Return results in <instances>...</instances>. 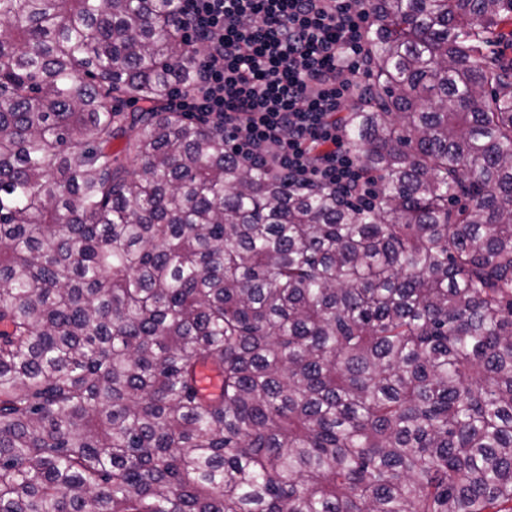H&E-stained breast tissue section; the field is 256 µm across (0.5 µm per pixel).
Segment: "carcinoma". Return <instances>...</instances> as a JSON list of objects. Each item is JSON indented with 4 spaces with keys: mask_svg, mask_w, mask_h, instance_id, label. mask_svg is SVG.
Returning a JSON list of instances; mask_svg holds the SVG:
<instances>
[{
    "mask_svg": "<svg viewBox=\"0 0 512 512\" xmlns=\"http://www.w3.org/2000/svg\"><path fill=\"white\" fill-rule=\"evenodd\" d=\"M362 7L367 202L170 110L175 0H0V512H512V0Z\"/></svg>",
    "mask_w": 512,
    "mask_h": 512,
    "instance_id": "obj_1",
    "label": "carcinoma"
}]
</instances>
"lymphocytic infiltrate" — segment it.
Instances as JSON below:
<instances>
[{
    "label": "lymphocytic infiltrate",
    "instance_id": "1",
    "mask_svg": "<svg viewBox=\"0 0 512 512\" xmlns=\"http://www.w3.org/2000/svg\"><path fill=\"white\" fill-rule=\"evenodd\" d=\"M178 2L174 24L199 51L200 79L171 108L223 126L237 164L370 199L336 121L365 79L357 0Z\"/></svg>",
    "mask_w": 512,
    "mask_h": 512
}]
</instances>
